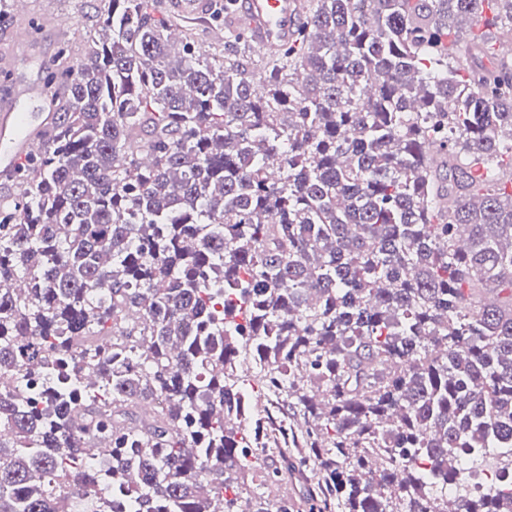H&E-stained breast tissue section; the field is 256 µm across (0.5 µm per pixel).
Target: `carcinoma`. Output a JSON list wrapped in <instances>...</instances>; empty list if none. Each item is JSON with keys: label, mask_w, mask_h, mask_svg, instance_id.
<instances>
[{"label": "carcinoma", "mask_w": 512, "mask_h": 512, "mask_svg": "<svg viewBox=\"0 0 512 512\" xmlns=\"http://www.w3.org/2000/svg\"><path fill=\"white\" fill-rule=\"evenodd\" d=\"M306 13L255 74L108 0L48 74L0 210V512H295L255 489L297 464L305 512H512V0Z\"/></svg>", "instance_id": "carcinoma-1"}]
</instances>
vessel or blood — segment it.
<instances>
[{
  "label": "vessel or blood",
  "instance_id": "1",
  "mask_svg": "<svg viewBox=\"0 0 512 512\" xmlns=\"http://www.w3.org/2000/svg\"><path fill=\"white\" fill-rule=\"evenodd\" d=\"M233 26L244 27L254 46L272 55L292 44L306 24L301 0H238ZM40 82L7 87L0 92V176H12L38 145V132L50 121L47 112H22L19 101L44 103Z\"/></svg>",
  "mask_w": 512,
  "mask_h": 512
}]
</instances>
